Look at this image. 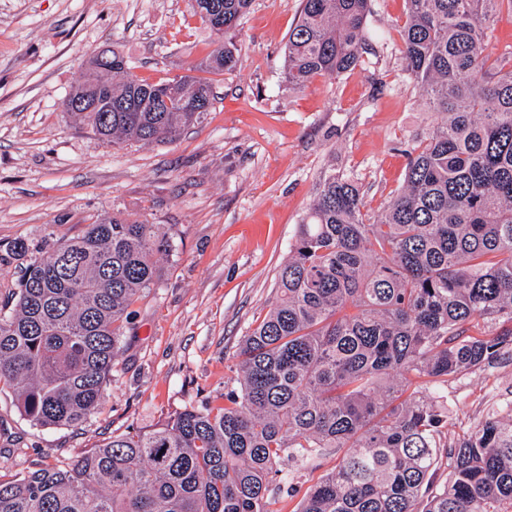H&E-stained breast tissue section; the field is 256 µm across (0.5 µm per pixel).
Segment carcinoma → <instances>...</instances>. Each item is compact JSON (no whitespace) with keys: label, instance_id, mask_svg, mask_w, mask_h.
Masks as SVG:
<instances>
[{"label":"carcinoma","instance_id":"cac0c4a2","mask_svg":"<svg viewBox=\"0 0 512 512\" xmlns=\"http://www.w3.org/2000/svg\"><path fill=\"white\" fill-rule=\"evenodd\" d=\"M402 70L443 120L410 151L377 218L357 181L324 174L244 336L236 386L65 467L0 475V512H275L280 464L336 454L298 512H512V403L446 443L426 394L512 351V52L490 21L512 0H404ZM252 0H189L220 37L195 70L151 82L97 53L64 111L104 143L166 142L210 111ZM371 0H302L284 79L305 89L367 52ZM112 101V111L98 105ZM75 101L86 106L74 111ZM169 232L104 213L30 262L0 309V384L31 422L77 427L100 405L128 307L160 277ZM447 462L444 480L435 463Z\"/></svg>","mask_w":512,"mask_h":512}]
</instances>
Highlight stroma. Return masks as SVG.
Listing matches in <instances>:
<instances>
[{
	"label": "stroma",
	"mask_w": 512,
	"mask_h": 512,
	"mask_svg": "<svg viewBox=\"0 0 512 512\" xmlns=\"http://www.w3.org/2000/svg\"><path fill=\"white\" fill-rule=\"evenodd\" d=\"M301 0H252L236 68L176 140L104 144L62 103L100 49L134 76L192 74L217 36L187 0H0V307L24 267L98 215L164 225L160 279L132 305L105 400L78 428L42 427L0 384V473L60 466L131 428H151L234 384L241 340L277 300L276 277L319 179L353 176L379 214L403 183L407 151L439 123L401 70L403 0H372L375 39L338 78L289 88L288 32ZM25 241V255L11 253ZM455 439L491 404L512 402V358L434 395Z\"/></svg>",
	"instance_id": "1"
}]
</instances>
